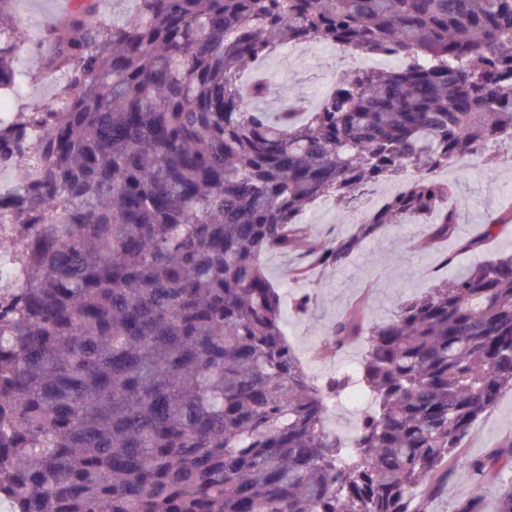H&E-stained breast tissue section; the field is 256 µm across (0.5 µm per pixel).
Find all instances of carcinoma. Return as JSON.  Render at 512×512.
Segmentation results:
<instances>
[{"mask_svg":"<svg viewBox=\"0 0 512 512\" xmlns=\"http://www.w3.org/2000/svg\"><path fill=\"white\" fill-rule=\"evenodd\" d=\"M0 0V100L26 35ZM93 0L49 24L57 98L0 115V503L9 512H427L456 469L453 512H485L474 425L512 389V250L369 323L357 305L326 350L361 340L369 405L326 425L345 372L320 382L285 331L270 253L344 267L386 224H459L425 171L512 144V0ZM302 40L403 64L336 83L318 109L283 90L244 110L256 63ZM344 235L300 225L407 174ZM512 206L461 248L494 241ZM495 512H512V479ZM356 422V412L349 405H337L336 412L334 414L329 413L328 415L329 425L346 437L353 433Z\"/></svg>","mask_w":512,"mask_h":512,"instance_id":"obj_1","label":"carcinoma"}]
</instances>
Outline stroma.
<instances>
[{"label": "stroma", "mask_w": 512, "mask_h": 512, "mask_svg": "<svg viewBox=\"0 0 512 512\" xmlns=\"http://www.w3.org/2000/svg\"><path fill=\"white\" fill-rule=\"evenodd\" d=\"M56 0H16L14 13L22 23L28 41L21 51V63L28 74L16 109H30L48 101L59 91L58 73L42 53L40 43L46 35L48 23L57 21ZM512 145L503 143L493 147L483 161L489 173L477 179L467 173L450 178L455 195L465 198L467 207L462 212L454 236L440 241L437 247L422 249L430 227L411 225L409 232L397 226L384 227L368 239L350 263L338 271L327 270L306 282L288 278L292 257L272 254L265 256L266 269L275 284L280 285L285 304H292L302 293L313 294L309 312L301 317L287 315L288 340L303 359L308 371L315 376H327L356 365L359 346H351L343 353L320 359L316 351L336 316L351 305H366L370 322L390 317L399 301L421 295L437 282L435 269L442 254L454 251L457 239L477 234L482 224L498 217L506 198H512ZM512 440V391H503L496 406L476 423L465 441V451L472 457H482Z\"/></svg>", "instance_id": "stroma-1"}]
</instances>
